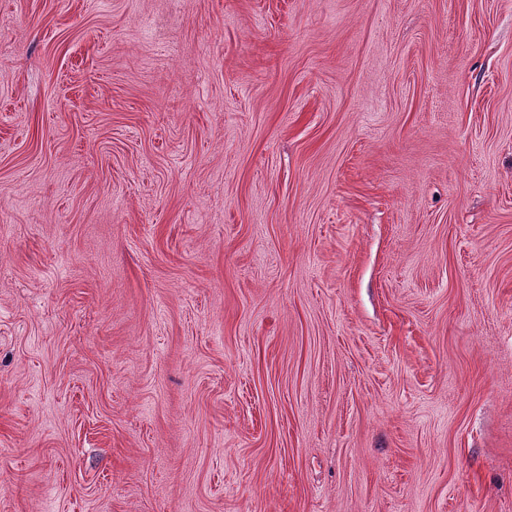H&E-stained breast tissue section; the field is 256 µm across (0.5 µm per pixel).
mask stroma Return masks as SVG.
<instances>
[{
    "label": "stroma",
    "mask_w": 512,
    "mask_h": 512,
    "mask_svg": "<svg viewBox=\"0 0 512 512\" xmlns=\"http://www.w3.org/2000/svg\"><path fill=\"white\" fill-rule=\"evenodd\" d=\"M0 512H512V0H0Z\"/></svg>",
    "instance_id": "obj_1"
}]
</instances>
